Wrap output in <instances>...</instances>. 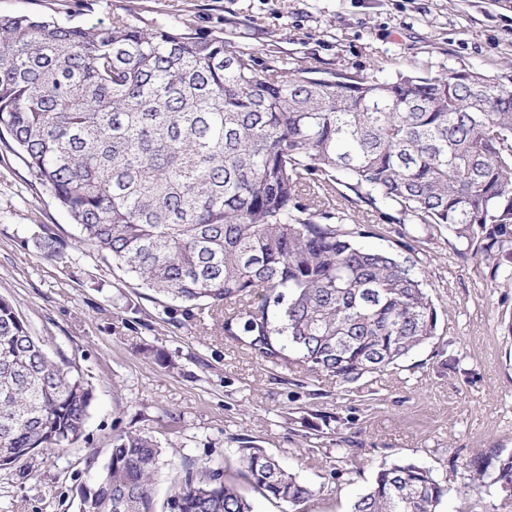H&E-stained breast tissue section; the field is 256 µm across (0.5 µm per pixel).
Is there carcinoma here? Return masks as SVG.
Segmentation results:
<instances>
[{
	"label": "carcinoma",
	"mask_w": 512,
	"mask_h": 512,
	"mask_svg": "<svg viewBox=\"0 0 512 512\" xmlns=\"http://www.w3.org/2000/svg\"><path fill=\"white\" fill-rule=\"evenodd\" d=\"M97 249L141 287L224 314V336L280 365L288 350L345 385L436 335L409 257L361 245L364 210H394L424 244L437 230L499 284L512 250V78L475 71L367 78L260 62L246 44L122 15L73 25L0 15V143ZM93 395L0 297V467L77 441ZM473 481L512 486V454ZM240 474L293 508L316 493L264 449ZM163 450L115 435L78 512H158ZM430 470L392 462L350 512H437ZM163 512H253L222 470L187 474Z\"/></svg>",
	"instance_id": "cac0c4a2"
}]
</instances>
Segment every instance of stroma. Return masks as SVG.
<instances>
[{"label": "stroma", "mask_w": 512, "mask_h": 512, "mask_svg": "<svg viewBox=\"0 0 512 512\" xmlns=\"http://www.w3.org/2000/svg\"><path fill=\"white\" fill-rule=\"evenodd\" d=\"M52 15L145 29L189 19L291 61L385 77L451 70L512 75V0H0V14ZM363 245L400 251L413 225L361 215ZM52 231L59 252L37 241ZM438 311L434 339L384 375L350 385L275 366L224 335L222 318L139 288L112 268L0 144V297L51 357L65 356L93 391L74 444L0 469V512H78L107 463L112 437L153 431L164 502L186 471L224 470L255 512H292L237 471L240 439L312 484L302 512H349L355 492L396 460L431 470L449 489L438 512H512L496 487L466 494L467 462L512 450V283L491 286L447 236L417 255Z\"/></svg>", "instance_id": "1"}]
</instances>
